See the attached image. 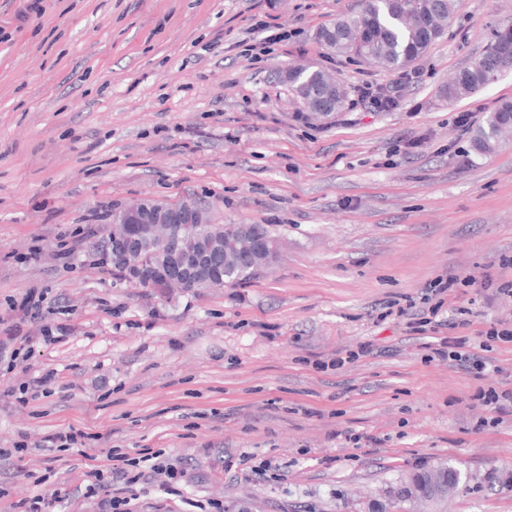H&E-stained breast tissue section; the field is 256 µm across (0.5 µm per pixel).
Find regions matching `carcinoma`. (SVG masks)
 I'll use <instances>...</instances> for the list:
<instances>
[{
  "label": "carcinoma",
  "mask_w": 512,
  "mask_h": 512,
  "mask_svg": "<svg viewBox=\"0 0 512 512\" xmlns=\"http://www.w3.org/2000/svg\"><path fill=\"white\" fill-rule=\"evenodd\" d=\"M454 10L453 0H364L357 18L339 19L319 29L318 41L330 52L341 55H357L373 61L380 67L399 70L421 58L429 46L440 37L443 23ZM504 33L492 35L490 44L481 57L471 66L460 70L453 80L444 86L442 93L448 101L470 97L487 83L486 71L491 65L502 68L512 66V61L502 59ZM288 81L296 95L308 101L314 94L330 87V77L322 70L308 74L301 69L288 71ZM512 129V101L503 100L486 117L485 123L475 127L470 139L472 149L481 155L493 152L500 136ZM236 224H191L186 242L197 250L206 248L214 235L236 234ZM142 266H130L132 276L157 279L164 273V266L152 262L157 250L151 239H141Z\"/></svg>",
  "instance_id": "carcinoma-1"
}]
</instances>
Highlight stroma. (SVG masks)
<instances>
[{"instance_id": "1", "label": "stroma", "mask_w": 512, "mask_h": 512, "mask_svg": "<svg viewBox=\"0 0 512 512\" xmlns=\"http://www.w3.org/2000/svg\"><path fill=\"white\" fill-rule=\"evenodd\" d=\"M0 0V336L11 305L44 295L28 343L0 362V512L58 494L61 512H100L83 459L52 444L88 433L100 464L160 457L185 472L136 486L132 512H374L400 477L441 461L465 479L444 512H512V413L479 386L512 389V343L482 377L430 359L391 315L427 308L444 274L512 282V137L475 154L472 125L512 99V67L476 95L441 88L512 28V0H457L413 63L395 109L358 100L401 71L326 51L319 28L362 0ZM288 30L268 44L265 17ZM335 76L331 118L305 121L288 72ZM192 199L218 224H259L277 257L245 282L199 294L131 286L100 254L113 210ZM467 333L512 325V298L481 289ZM63 326L47 342L42 328ZM371 354L359 356L362 344ZM343 367H333V360ZM49 393H11L37 373ZM271 461L242 470L241 452ZM476 398L481 400L486 407L500 412L504 410L506 403H512V391L497 390V388L492 386L487 388L480 387L476 392Z\"/></svg>"}]
</instances>
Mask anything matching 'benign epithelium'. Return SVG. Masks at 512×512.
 Masks as SVG:
<instances>
[{"mask_svg": "<svg viewBox=\"0 0 512 512\" xmlns=\"http://www.w3.org/2000/svg\"><path fill=\"white\" fill-rule=\"evenodd\" d=\"M128 224H147L151 236L159 243L170 244L176 227L181 224H204L210 212L196 202H187L179 208H172L161 201L146 200L135 207L126 209ZM167 263L166 280L150 284L159 293L171 288L189 289L197 280L208 277V269L213 261L224 260V267H237L246 264L254 269L269 267L275 260L276 250L269 237L249 234L224 237L217 240L212 251L201 255H186L178 248L163 249ZM453 481L445 476L429 473L425 482L413 488L412 501L438 503L448 496Z\"/></svg>", "mask_w": 512, "mask_h": 512, "instance_id": "benign-epithelium-1", "label": "benign epithelium"}]
</instances>
